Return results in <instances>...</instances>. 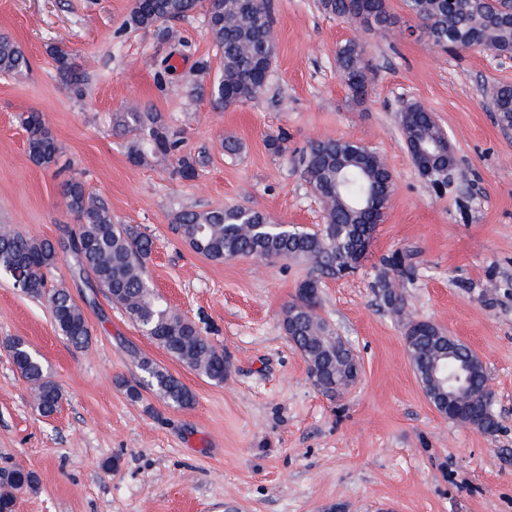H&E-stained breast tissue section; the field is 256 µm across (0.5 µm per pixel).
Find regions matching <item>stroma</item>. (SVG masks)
Listing matches in <instances>:
<instances>
[{
    "label": "stroma",
    "mask_w": 512,
    "mask_h": 512,
    "mask_svg": "<svg viewBox=\"0 0 512 512\" xmlns=\"http://www.w3.org/2000/svg\"><path fill=\"white\" fill-rule=\"evenodd\" d=\"M132 3L0 0V34L30 63L0 73V226L66 238L77 221L61 184L80 177L115 223L151 237V286L206 331L228 372L216 383L172 359L67 261L48 285L83 311L91 330L83 349L58 333L45 300L0 276V467L38 477L17 493L16 512H512V128L499 125L492 97L512 84V56L431 49L403 0H388L396 23L387 28L344 22L318 0H274L278 50L265 92L219 108L208 87L221 59L203 13L170 23L162 40L126 26ZM348 40L364 46L369 63L362 102L336 65ZM58 46L73 58L78 90L54 66ZM202 57L211 68L199 74ZM410 103L448 134L456 166L444 189L408 152L400 113ZM133 105L159 113L184 153L204 156L195 178L175 175L172 158L130 162L134 135L123 115ZM31 111L59 145L53 168L28 156L20 117ZM283 133L285 151L273 153L267 141ZM228 137L240 154L225 153ZM336 138L378 154L394 189L368 258L354 274L322 281L319 314L362 365L357 383L333 398L312 383L282 327L308 264L210 261L182 240L172 216L243 206L317 229L323 206L299 155ZM395 251L413 268L398 313L376 288L381 257ZM412 319L478 354L494 434L442 417L427 399L406 355ZM15 338L42 356L63 393L52 416L40 414L12 364ZM142 356L178 378L193 406H170L150 389Z\"/></svg>",
    "instance_id": "obj_1"
}]
</instances>
